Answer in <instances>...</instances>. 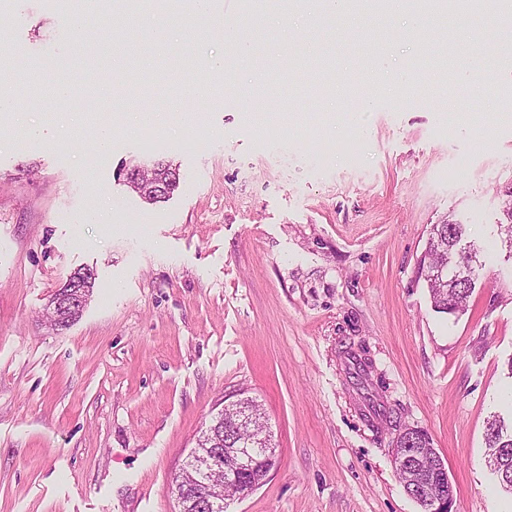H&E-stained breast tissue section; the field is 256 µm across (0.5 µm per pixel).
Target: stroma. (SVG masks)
Wrapping results in <instances>:
<instances>
[{
  "mask_svg": "<svg viewBox=\"0 0 512 512\" xmlns=\"http://www.w3.org/2000/svg\"><path fill=\"white\" fill-rule=\"evenodd\" d=\"M215 6L162 42L152 13L91 33L53 0H0L13 67L40 60L35 85L73 89L36 111L20 90L0 120V512H171L202 426L243 397L278 463L227 512H421L394 463L407 427L444 460L455 512H512L486 465L488 420L512 414L506 15L416 26L404 2L351 29L320 0L254 19L245 0ZM403 70L416 80L398 100ZM158 159L180 181L152 205L119 172ZM448 220L484 247L451 315L419 270ZM82 268L87 306L51 328Z\"/></svg>",
  "mask_w": 512,
  "mask_h": 512,
  "instance_id": "obj_1",
  "label": "stroma"
}]
</instances>
